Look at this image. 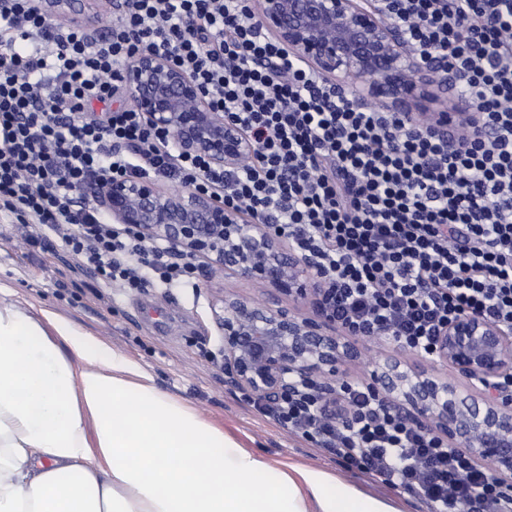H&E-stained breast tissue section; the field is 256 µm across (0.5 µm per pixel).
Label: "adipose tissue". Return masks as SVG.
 Returning a JSON list of instances; mask_svg holds the SVG:
<instances>
[{"instance_id": "ef3b65f1", "label": "adipose tissue", "mask_w": 512, "mask_h": 512, "mask_svg": "<svg viewBox=\"0 0 512 512\" xmlns=\"http://www.w3.org/2000/svg\"><path fill=\"white\" fill-rule=\"evenodd\" d=\"M0 512H399L244 448L68 318L0 289Z\"/></svg>"}]
</instances>
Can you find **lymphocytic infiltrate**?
<instances>
[{
  "label": "lymphocytic infiltrate",
  "mask_w": 512,
  "mask_h": 512,
  "mask_svg": "<svg viewBox=\"0 0 512 512\" xmlns=\"http://www.w3.org/2000/svg\"><path fill=\"white\" fill-rule=\"evenodd\" d=\"M385 3L410 46L445 62L475 103L477 124L457 130L459 147L336 97L246 0H112L102 37L36 0H0V215L59 238L105 285L143 287L147 269L188 283L192 258L105 222L78 195L105 177L175 179L313 259L350 336L428 356L462 315L512 330V0ZM146 49L193 73L213 111L252 142L245 161L212 167L175 151L137 109H111L122 64ZM339 404L344 417L327 418L304 387L257 407L428 512H512L489 467L367 385L343 384Z\"/></svg>",
  "instance_id": "lymphocytic-infiltrate-1"
}]
</instances>
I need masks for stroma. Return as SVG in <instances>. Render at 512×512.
<instances>
[{"mask_svg":"<svg viewBox=\"0 0 512 512\" xmlns=\"http://www.w3.org/2000/svg\"><path fill=\"white\" fill-rule=\"evenodd\" d=\"M195 287H108L81 269L58 240L41 246L0 222V289L34 310H49L106 342L147 372L155 384L194 407L204 418L236 437L245 448L273 462L312 465L396 505L401 512H427L424 503L400 490L368 480L306 438L268 420L224 384L223 342L213 319L216 289L304 316H314L313 300L297 301L271 288H258L236 275L197 274ZM400 361L416 372L449 375L398 345L364 340L356 357L342 367L349 382H366L378 364Z\"/></svg>","mask_w":512,"mask_h":512,"instance_id":"1","label":"stroma"}]
</instances>
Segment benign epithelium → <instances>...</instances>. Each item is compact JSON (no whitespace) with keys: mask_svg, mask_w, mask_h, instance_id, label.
<instances>
[{"mask_svg":"<svg viewBox=\"0 0 512 512\" xmlns=\"http://www.w3.org/2000/svg\"><path fill=\"white\" fill-rule=\"evenodd\" d=\"M250 8L295 64L336 96L401 114L458 145L454 129L471 118L473 102L456 92L450 109H427L458 78L421 60L382 0H251ZM121 79L138 111L150 126L171 132L180 153L235 168L251 150L237 124L211 109L196 79L165 57L143 50L122 65ZM94 201L113 223L206 259L213 274L230 272L296 299L316 296L319 316L311 319L219 292L213 318L224 337V382L269 399L314 386L326 415L336 416V374L354 355V342L342 339L346 332L329 316L326 283L270 225L245 221L206 193L162 190L145 179L105 180ZM432 360L451 368L452 377L390 360L377 366L369 386L476 463H491L498 497L511 500L512 397L492 384L512 368V335L480 316H460L439 333Z\"/></svg>","mask_w":512,"mask_h":512,"instance_id":"obj_1","label":"benign epithelium"}]
</instances>
